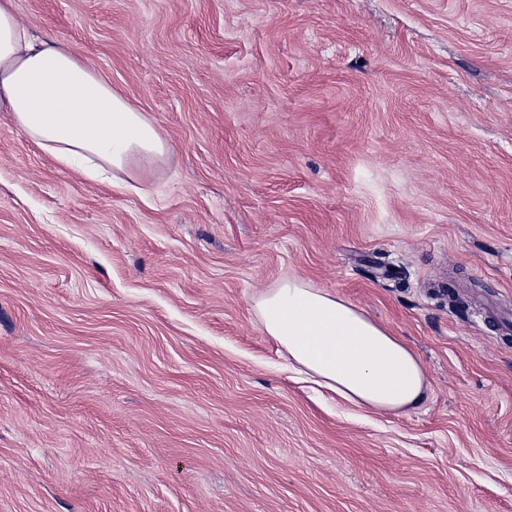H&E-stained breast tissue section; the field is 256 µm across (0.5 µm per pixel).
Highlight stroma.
I'll list each match as a JSON object with an SVG mask.
<instances>
[{
    "instance_id": "obj_1",
    "label": "stroma",
    "mask_w": 512,
    "mask_h": 512,
    "mask_svg": "<svg viewBox=\"0 0 512 512\" xmlns=\"http://www.w3.org/2000/svg\"><path fill=\"white\" fill-rule=\"evenodd\" d=\"M167 134L133 188L0 112V512H512V0H15ZM400 336L372 413L252 309ZM253 302L263 333L320 387L375 412L408 413L428 401L416 353L342 297L292 277Z\"/></svg>"
}]
</instances>
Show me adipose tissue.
Returning <instances> with one entry per match:
<instances>
[{
  "label": "adipose tissue",
  "mask_w": 512,
  "mask_h": 512,
  "mask_svg": "<svg viewBox=\"0 0 512 512\" xmlns=\"http://www.w3.org/2000/svg\"><path fill=\"white\" fill-rule=\"evenodd\" d=\"M60 166L124 185L166 160L162 130L67 45L35 37L0 0V111ZM263 333L317 385L361 408L407 413L429 399L416 353L342 297L292 277L254 299Z\"/></svg>",
  "instance_id": "1"
}]
</instances>
